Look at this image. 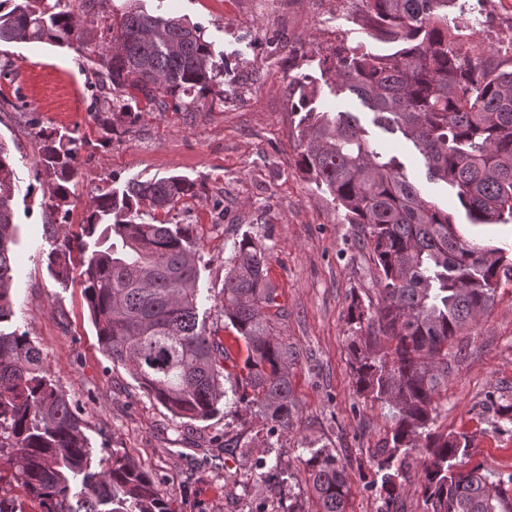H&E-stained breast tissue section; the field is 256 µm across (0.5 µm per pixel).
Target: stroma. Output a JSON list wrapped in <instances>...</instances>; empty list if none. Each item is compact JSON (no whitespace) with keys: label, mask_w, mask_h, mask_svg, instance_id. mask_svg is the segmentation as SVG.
<instances>
[{"label":"stroma","mask_w":512,"mask_h":512,"mask_svg":"<svg viewBox=\"0 0 512 512\" xmlns=\"http://www.w3.org/2000/svg\"><path fill=\"white\" fill-rule=\"evenodd\" d=\"M155 15L181 16L202 27L224 57V102L148 105L129 134H104L89 117L95 54L76 47L0 44V142L12 155L18 242L14 249L11 328L29 337L59 388L76 408L94 458L119 456L152 476L178 512H315L303 461L324 448L346 466L347 512H382L371 489L370 457L392 423L388 406L359 397L349 364L348 308L375 295V268L355 242L343 210L298 165L295 80L319 77L317 59L337 41L379 53L395 42L372 37L359 0H141ZM448 25L469 30L468 45L512 58V0H452ZM74 132L77 176L70 213L49 206L37 177L39 130ZM370 141L398 156L424 196L455 212L454 192L429 182L419 153L401 134L371 128ZM181 175L195 195L145 222L186 227L200 245L198 302L207 324L235 362L246 351L222 308L224 275L234 246L246 236L266 250L274 303L265 316L281 341L295 348L289 368L295 411L288 430L271 434L248 410L235 374L209 418L176 419L128 370L104 354L79 278L59 281L46 258L60 241L52 226L82 223L104 187ZM512 398V282L476 327L448 350L434 427L464 433L468 455L457 466L482 465L491 480L512 474V423L491 399ZM267 468L257 469V459Z\"/></svg>","instance_id":"obj_1"}]
</instances>
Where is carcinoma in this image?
Wrapping results in <instances>:
<instances>
[{
    "label": "carcinoma",
    "instance_id": "carcinoma-1",
    "mask_svg": "<svg viewBox=\"0 0 512 512\" xmlns=\"http://www.w3.org/2000/svg\"><path fill=\"white\" fill-rule=\"evenodd\" d=\"M364 2L379 38L402 48L377 54L340 41L318 59L321 75L360 99L376 125L411 142L427 179L456 192L469 223H512V68L451 40L450 0ZM96 6L97 0L76 7L70 0H0V44H86L89 33L75 8L89 13ZM105 43L90 116L108 132H132L142 99L210 94L224 102L212 45L182 17L131 6L112 14ZM295 90L299 167L333 196L377 270V302L355 299L348 310L349 355L356 394L395 410L372 457L384 512H400L405 472L398 456L415 451L426 458L427 512H512L503 480H490L478 465L456 469L468 436L432 429L448 376V343L472 330L502 281H512V249L463 236L456 215L424 197L403 163L372 145L355 114L316 110L309 77L296 79ZM39 139L38 172L48 180L50 207L65 221L77 138L41 131ZM194 188L170 176L100 190L80 232L59 225L63 249L48 254L47 266L69 278L77 249L84 297L107 356L173 416L204 420L224 396L229 352L200 316V247L178 224L140 218L142 205L169 210ZM15 201L13 160L0 143V512H176L133 464L115 456L94 461L38 348L26 334L3 330L13 317ZM267 273L265 249L244 237L224 276L222 304L246 348L243 402L272 429L285 430L294 411L288 368L297 353L265 321L263 309L274 302ZM304 465L317 512H346L341 461L311 449ZM5 484L24 496H6Z\"/></svg>",
    "mask_w": 512,
    "mask_h": 512
}]
</instances>
